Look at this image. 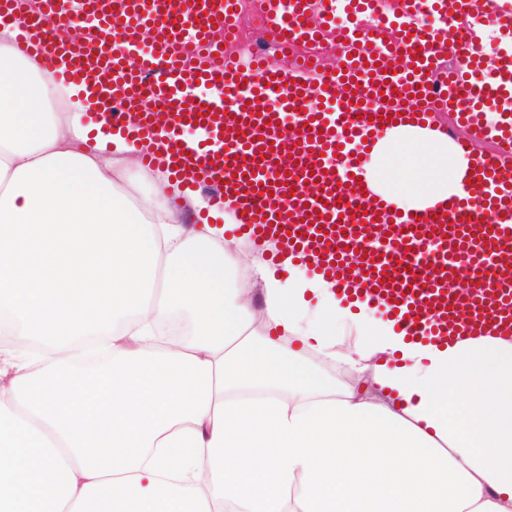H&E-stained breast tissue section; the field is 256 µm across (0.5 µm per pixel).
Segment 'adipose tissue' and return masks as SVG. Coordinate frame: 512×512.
Masks as SVG:
<instances>
[{
	"instance_id": "ef3b65f1",
	"label": "adipose tissue",
	"mask_w": 512,
	"mask_h": 512,
	"mask_svg": "<svg viewBox=\"0 0 512 512\" xmlns=\"http://www.w3.org/2000/svg\"><path fill=\"white\" fill-rule=\"evenodd\" d=\"M16 43L0 25V512H512L511 340L413 339L291 252L272 272L271 240L242 268L234 198L184 233L170 198L208 200L147 166L136 196L144 143L92 133L94 83ZM370 144L359 175L392 213L447 201L472 163L432 121ZM254 293L288 344L251 342ZM293 342L370 390L336 391Z\"/></svg>"
}]
</instances>
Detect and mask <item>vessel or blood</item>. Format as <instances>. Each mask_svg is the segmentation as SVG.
<instances>
[{
	"instance_id": "vessel-or-blood-1",
	"label": "vessel or blood",
	"mask_w": 512,
	"mask_h": 512,
	"mask_svg": "<svg viewBox=\"0 0 512 512\" xmlns=\"http://www.w3.org/2000/svg\"><path fill=\"white\" fill-rule=\"evenodd\" d=\"M90 30L87 41L61 43L49 24L63 0H0V24L14 25L17 47L52 62L50 76L63 82L94 80L106 104L113 133L153 139L172 135L149 164L172 173L192 167L201 185L235 195L241 221L252 234L288 244L311 259L323 275L347 279L355 251L366 246L372 225H387L389 242L363 264L370 298L403 311L409 335L441 341L455 335L512 337V50L481 54L479 34L487 27L512 35V0H487L476 12L473 0H261L262 20L278 45L328 42L341 57L336 71L320 59L289 68L261 59L245 65L225 60L213 31L232 36L238 0H82ZM350 20L337 28L336 11ZM381 19L388 37L369 34L360 16ZM120 31L122 53L112 50ZM152 44L143 47V31ZM458 34L452 64L440 50L449 31ZM399 67L386 72L387 59ZM140 109L136 124L126 111ZM427 118L453 112L474 138L495 148L475 158L461 195L419 214L388 213L357 183L369 133L402 121L408 112ZM496 113L488 123V113ZM301 129L288 162H281L277 133L285 114ZM203 130L195 143L183 129ZM318 187L309 195L307 185ZM292 215L281 223V208ZM466 258L458 268L455 255ZM443 278L466 272L476 292L449 294L427 274Z\"/></svg>"
}]
</instances>
